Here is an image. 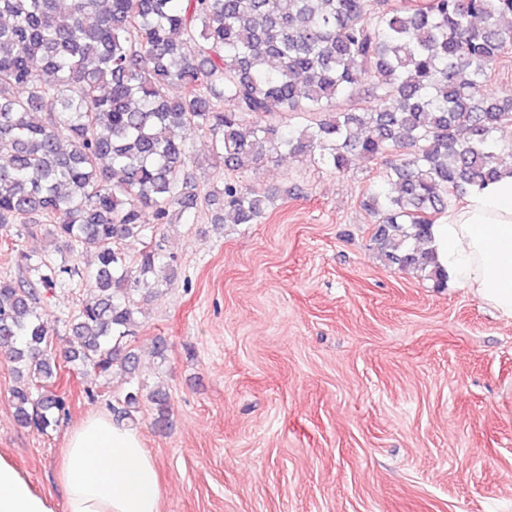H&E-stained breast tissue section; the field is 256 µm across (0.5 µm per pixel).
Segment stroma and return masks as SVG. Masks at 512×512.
<instances>
[{
    "label": "stroma",
    "instance_id": "stroma-1",
    "mask_svg": "<svg viewBox=\"0 0 512 512\" xmlns=\"http://www.w3.org/2000/svg\"><path fill=\"white\" fill-rule=\"evenodd\" d=\"M383 169L269 164L239 175L271 198L260 222L161 226L177 276L141 300L133 346L144 390L169 396L167 427L150 402L135 415L162 512H512V319L381 258ZM47 247L0 226V278H31L20 252ZM16 384L0 359V454L59 491L67 432L127 385L62 365L67 414L42 430L18 424Z\"/></svg>",
    "mask_w": 512,
    "mask_h": 512
}]
</instances>
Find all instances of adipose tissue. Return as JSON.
Segmentation results:
<instances>
[{
    "label": "adipose tissue",
    "instance_id": "ef3b65f1",
    "mask_svg": "<svg viewBox=\"0 0 512 512\" xmlns=\"http://www.w3.org/2000/svg\"><path fill=\"white\" fill-rule=\"evenodd\" d=\"M449 281L512 318V169L470 191L431 227ZM63 500L38 492L0 455V512H161V481L140 432L97 413L69 431L59 470Z\"/></svg>",
    "mask_w": 512,
    "mask_h": 512
}]
</instances>
